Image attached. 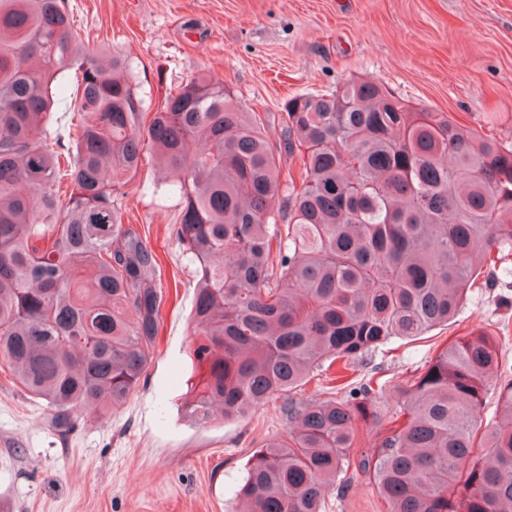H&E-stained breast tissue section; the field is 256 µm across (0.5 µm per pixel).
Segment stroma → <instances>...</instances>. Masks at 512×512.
<instances>
[{
	"label": "stroma",
	"mask_w": 512,
	"mask_h": 512,
	"mask_svg": "<svg viewBox=\"0 0 512 512\" xmlns=\"http://www.w3.org/2000/svg\"><path fill=\"white\" fill-rule=\"evenodd\" d=\"M79 38L124 55L139 94L163 97L204 74L277 119L296 95L374 79L414 106L445 112L512 145V0H65ZM158 168L121 189L127 224L144 225L168 301L153 360L113 413H84L59 436L44 401L0 370V512H236L253 453L284 434L275 405L198 427L183 405L196 279L169 228L179 195L154 194ZM512 288L470 293L454 323L359 356L351 385L419 375L458 337L493 335L512 379ZM368 477L329 491L325 512H385Z\"/></svg>",
	"instance_id": "obj_1"
}]
</instances>
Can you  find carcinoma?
<instances>
[{
  "mask_svg": "<svg viewBox=\"0 0 512 512\" xmlns=\"http://www.w3.org/2000/svg\"><path fill=\"white\" fill-rule=\"evenodd\" d=\"M63 2L0 0V359L55 431L86 407L119 409L153 358L162 265L116 203L150 163L177 178L170 236L196 276L203 375L187 416L205 427L277 402L287 421L252 456L239 512H324L350 470L387 512H512L511 381L494 422L481 417L500 370L492 335L449 342L393 386L371 378L338 398L335 377L324 399L303 390L512 277V147L361 80L289 99L277 141L263 113L204 75L149 118L126 60L82 42ZM67 70L80 120L52 147L44 120ZM297 151V174L281 179Z\"/></svg>",
  "mask_w": 512,
  "mask_h": 512,
  "instance_id": "obj_1",
  "label": "carcinoma"
}]
</instances>
